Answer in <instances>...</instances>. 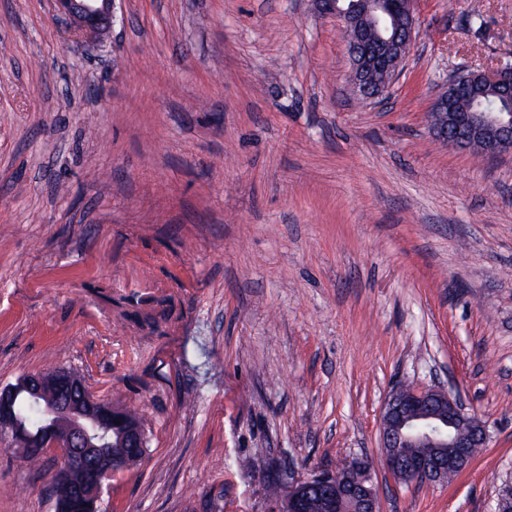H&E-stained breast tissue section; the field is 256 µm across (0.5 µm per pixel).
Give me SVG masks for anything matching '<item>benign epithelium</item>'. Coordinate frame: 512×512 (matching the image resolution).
Instances as JSON below:
<instances>
[{
  "mask_svg": "<svg viewBox=\"0 0 512 512\" xmlns=\"http://www.w3.org/2000/svg\"><path fill=\"white\" fill-rule=\"evenodd\" d=\"M122 0H53L57 14L67 20L69 36L80 42L104 41L116 20ZM318 11L334 15L343 24L350 56L349 84L364 102H382L398 76L400 67L417 41L415 0H314ZM384 73V85L375 93L368 85V72ZM482 79L496 86L504 97L512 95V67L492 74L464 73L448 79L446 89L458 81ZM445 94H440L430 113L433 136L450 146L471 149L489 157L512 153V118L498 112H466L456 119L446 112ZM28 393L41 408L43 432L52 437L59 457L54 476L65 481L73 494L97 499L103 481L121 460L112 452L140 448L143 436L137 426L123 421L114 429L101 426L92 409L91 397L81 380L32 373L15 384L0 387V425L11 430L21 449L32 446L29 431L13 413L19 393ZM383 469L411 485L442 482L448 470L461 472L471 463L472 449L487 441L484 420L467 413L460 400L442 388L400 385L385 400L379 427ZM415 452L407 453L405 449ZM368 471L367 463L355 461L334 474H315L288 487L276 500V512H380L370 475L354 479L351 472ZM84 473L94 481L72 480Z\"/></svg>",
  "mask_w": 512,
  "mask_h": 512,
  "instance_id": "benign-epithelium-1",
  "label": "benign epithelium"
}]
</instances>
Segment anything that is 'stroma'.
<instances>
[{
	"label": "stroma",
	"instance_id": "obj_1",
	"mask_svg": "<svg viewBox=\"0 0 512 512\" xmlns=\"http://www.w3.org/2000/svg\"><path fill=\"white\" fill-rule=\"evenodd\" d=\"M384 106L311 0H123L107 41L0 0V386L64 368L146 421L98 512H274L362 458L380 512H495L512 478V154L436 140L450 75L512 64V0H416ZM398 383L488 445L452 482L381 466ZM55 451L0 434V512H56Z\"/></svg>",
	"mask_w": 512,
	"mask_h": 512
}]
</instances>
